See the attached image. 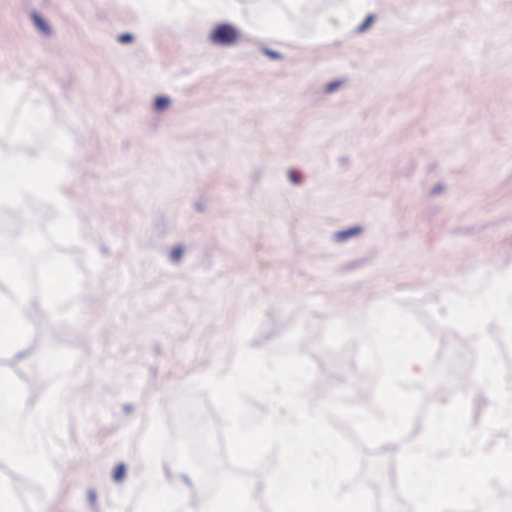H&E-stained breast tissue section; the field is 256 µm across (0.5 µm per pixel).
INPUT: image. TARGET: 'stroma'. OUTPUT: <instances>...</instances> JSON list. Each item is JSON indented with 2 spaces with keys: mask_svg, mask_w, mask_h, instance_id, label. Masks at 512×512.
Instances as JSON below:
<instances>
[{
  "mask_svg": "<svg viewBox=\"0 0 512 512\" xmlns=\"http://www.w3.org/2000/svg\"><path fill=\"white\" fill-rule=\"evenodd\" d=\"M0 152L26 173L31 141L65 169L80 228L54 204L0 205V251L36 225L65 269V304L37 314L0 377L41 414L0 433L14 512H134L115 497L146 470L153 409L231 367L240 325L272 351L293 328L317 403L374 400L359 339L322 347L333 321L393 300L433 335L466 386L471 428L492 401L472 379L474 336L430 310L512 267V0H377L332 45L279 41L202 16L192 0H0ZM38 449L56 477L17 465Z\"/></svg>",
  "mask_w": 512,
  "mask_h": 512,
  "instance_id": "1",
  "label": "stroma"
}]
</instances>
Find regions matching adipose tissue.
Segmentation results:
<instances>
[{
    "label": "adipose tissue",
    "instance_id": "obj_1",
    "mask_svg": "<svg viewBox=\"0 0 512 512\" xmlns=\"http://www.w3.org/2000/svg\"><path fill=\"white\" fill-rule=\"evenodd\" d=\"M224 17L240 27L261 34H270L283 40H293L296 35L294 19L301 12L315 10L319 21L310 28L311 40L332 44L345 39L364 24L375 8L376 0H288L287 10L260 9L243 12L241 0H221ZM30 175L0 185V200L10 204L16 211H24L32 194L50 199L61 216L59 230L64 234L76 233L73 199L68 183L53 159L40 150H32L27 156ZM60 275L55 269H47L39 291H32L27 279L9 259L0 258V286L8 288L5 299L11 311L10 320L0 325V343L21 349L30 332L33 315L38 309L54 311L64 303L58 287Z\"/></svg>",
    "mask_w": 512,
    "mask_h": 512
}]
</instances>
